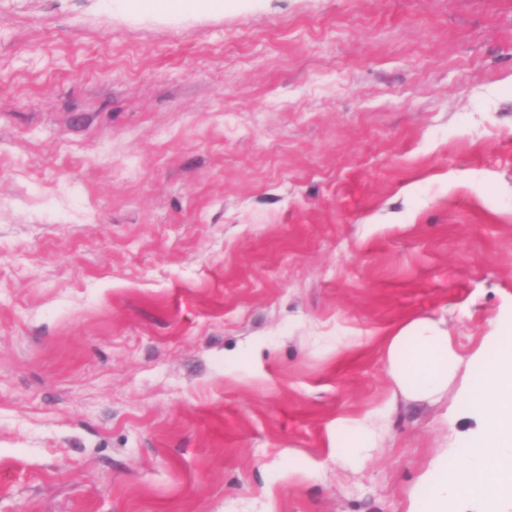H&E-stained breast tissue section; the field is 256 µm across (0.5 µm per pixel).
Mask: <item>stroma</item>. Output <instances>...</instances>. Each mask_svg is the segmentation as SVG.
I'll return each mask as SVG.
<instances>
[{
	"instance_id": "stroma-1",
	"label": "stroma",
	"mask_w": 512,
	"mask_h": 512,
	"mask_svg": "<svg viewBox=\"0 0 512 512\" xmlns=\"http://www.w3.org/2000/svg\"><path fill=\"white\" fill-rule=\"evenodd\" d=\"M126 9L0 0V512H411L478 419L384 336L512 334V0ZM392 398L436 402L453 383L460 363L443 320L415 319L385 338ZM379 442L372 416L367 414L338 421L336 437H330L328 448L336 460L358 464L372 455L374 449L379 447Z\"/></svg>"
}]
</instances>
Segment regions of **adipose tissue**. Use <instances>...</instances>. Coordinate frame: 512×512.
<instances>
[{
  "instance_id": "obj_1",
  "label": "adipose tissue",
  "mask_w": 512,
  "mask_h": 512,
  "mask_svg": "<svg viewBox=\"0 0 512 512\" xmlns=\"http://www.w3.org/2000/svg\"><path fill=\"white\" fill-rule=\"evenodd\" d=\"M393 396L436 402L453 383L460 363L444 321L415 319L384 342ZM480 372L463 398L480 417V429L441 466L419 502L418 512H448L449 498L476 501L479 512H504L512 503V341L492 335L477 353ZM380 442L371 415L338 421L329 448L337 459L367 460Z\"/></svg>"
}]
</instances>
